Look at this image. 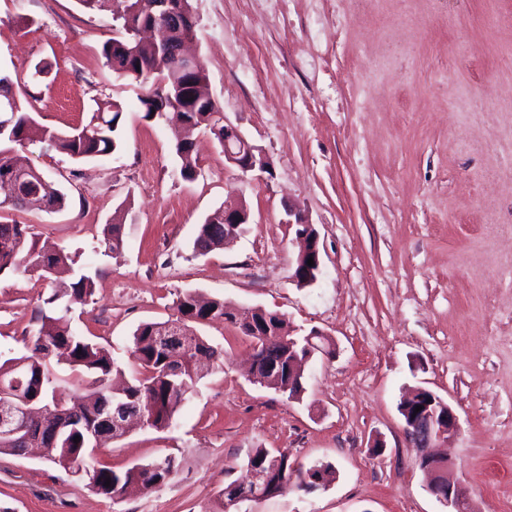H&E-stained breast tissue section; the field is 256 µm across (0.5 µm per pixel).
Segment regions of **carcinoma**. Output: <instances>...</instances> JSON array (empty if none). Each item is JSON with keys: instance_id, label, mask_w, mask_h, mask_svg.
<instances>
[{"instance_id": "1", "label": "carcinoma", "mask_w": 512, "mask_h": 512, "mask_svg": "<svg viewBox=\"0 0 512 512\" xmlns=\"http://www.w3.org/2000/svg\"><path fill=\"white\" fill-rule=\"evenodd\" d=\"M87 10L112 9L126 36L104 43L105 64L127 81L144 85L139 97L144 118L168 116L183 126L184 138L175 146L181 161V176H195L197 158L193 155V135L209 132L218 145L224 142V109L213 99L208 86L205 63L187 68L176 58L174 49L195 36L196 17L192 0H79ZM163 27L169 32L166 51L142 42L137 33L143 27ZM121 105L116 100L97 104L87 125L75 133H60L38 124L13 92V81L0 73V184L11 179L16 166L17 148L41 143L76 161L107 156L119 150ZM27 187L32 198L15 204V209L36 207L46 211L62 210L66 194L41 172H27ZM124 217L117 215L106 225L98 249L106 255H119L124 248ZM224 212L216 209L200 224L194 241V253L204 256L224 245ZM71 257L64 251L46 253L38 248L32 224L0 222V276L15 273L38 274L50 280L68 266ZM94 292L93 278L80 275L68 288L66 302L57 294L43 299L47 312L41 326L29 338L27 354L0 363V393L8 396L19 391L46 414L31 423L33 437L51 443L50 461L76 473L91 472L87 486L95 493L117 498L128 487L137 485L153 491L172 482L181 471L177 457L167 455L147 464H135L115 471L90 455L89 431H99L116 406L144 418L147 426L164 430L188 399L201 373L223 361V349L197 334L194 325L222 320L236 325L229 305L221 299H205L194 292L181 294L175 303V318L165 322H142L132 334L130 353L131 382L120 390L109 381L117 368L105 347L81 335L72 325L71 311L85 305ZM257 334L247 337L259 357L256 383L288 399L304 392L305 375L297 362L307 355L331 357L334 341L328 336L297 334L283 315L262 308L252 314ZM65 358L73 378L72 394L63 397L57 391L55 357ZM79 442H74L75 437ZM247 470L269 476L268 486L274 498L299 489L302 483L320 488L317 481L329 474L332 465L314 463L304 466L286 452L254 448L247 455ZM110 485H105V482ZM266 486V487H268ZM266 487L258 491H266Z\"/></svg>"}]
</instances>
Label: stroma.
<instances>
[{"label": "stroma", "mask_w": 512, "mask_h": 512, "mask_svg": "<svg viewBox=\"0 0 512 512\" xmlns=\"http://www.w3.org/2000/svg\"><path fill=\"white\" fill-rule=\"evenodd\" d=\"M193 48L225 115L273 163L240 179L197 131L200 173L180 175L175 132L144 118L137 84L104 64L119 37L111 12L78 0H0V71L32 95L29 112L60 132L98 101L123 106L122 149L80 163L41 144L27 165L67 195L65 208L0 210L65 249L94 294L74 326L127 361L140 323L163 322L194 291L283 314L336 343L312 358L289 400L250 381V343L214 320L197 331L224 349L157 431L135 425L104 444L120 471L166 455L182 474L117 500L39 455L0 454V512H216L254 448L332 464L326 489L246 501L240 512H446L408 448L399 401L430 389L456 411L441 444L471 512H512V0H192ZM46 66L32 80L35 65ZM244 199L250 222L230 246L195 256L198 227ZM314 225L321 272L292 278L288 207ZM128 212L118 256L97 249ZM50 285L0 278V362L39 328ZM385 449L371 450L374 439Z\"/></svg>", "instance_id": "stroma-1"}]
</instances>
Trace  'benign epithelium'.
<instances>
[{
  "label": "benign epithelium",
  "mask_w": 512,
  "mask_h": 512,
  "mask_svg": "<svg viewBox=\"0 0 512 512\" xmlns=\"http://www.w3.org/2000/svg\"><path fill=\"white\" fill-rule=\"evenodd\" d=\"M224 160L231 168L245 177L254 172L267 173L273 165L270 158L257 146L249 142L238 126L224 119ZM294 221L290 226L296 229L295 237L301 248L295 260L293 280L300 287L313 284L320 272L322 257L318 237L313 231L306 215L296 209L292 212ZM224 223L247 224L249 211L247 205L240 204L224 208ZM313 259L314 265L307 264ZM408 401L411 406L401 408L405 417L404 433L408 447L420 451L419 467L427 475V489L448 512H467V492L457 478L451 462L437 456L433 448L440 441L456 435L459 430V418L454 408L429 389H414ZM419 412H414L416 407ZM42 410L31 406L25 400L12 398L0 402V436L20 435L25 431L30 419L40 416Z\"/></svg>",
  "instance_id": "7a95c632"
}]
</instances>
